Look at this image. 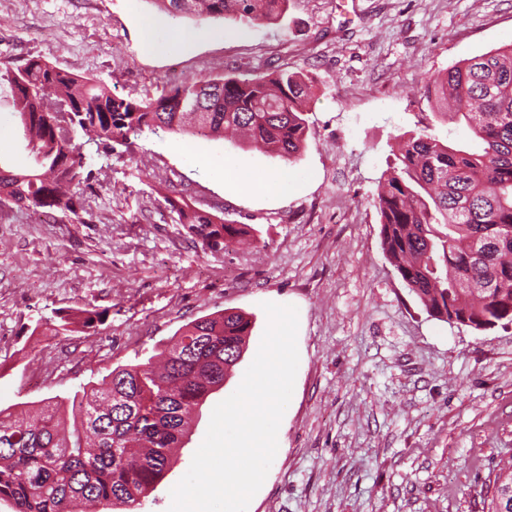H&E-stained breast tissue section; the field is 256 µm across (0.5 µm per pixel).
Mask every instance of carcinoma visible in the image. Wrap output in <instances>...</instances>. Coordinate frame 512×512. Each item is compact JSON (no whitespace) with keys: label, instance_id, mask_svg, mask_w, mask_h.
Listing matches in <instances>:
<instances>
[{"label":"carcinoma","instance_id":"1","mask_svg":"<svg viewBox=\"0 0 512 512\" xmlns=\"http://www.w3.org/2000/svg\"><path fill=\"white\" fill-rule=\"evenodd\" d=\"M177 19L234 16L272 23L288 0H151ZM26 133L34 165L0 166V206L49 209L82 219L97 177L84 143L112 155L143 133L221 137L242 132L257 149L288 160L306 140L311 85L272 70L251 79H189L156 98L121 97L97 80L40 59L0 74ZM423 95L440 122L465 121L480 147L423 132L401 136L374 205L381 245L430 315L482 330L512 325V44L430 76ZM203 245L227 249L250 236L244 224L171 203ZM100 317L77 309L39 325L40 336L79 331ZM252 322L220 311L173 336L158 369L118 367L66 402L0 410V501L15 512H135L163 480L189 415L223 386L243 354ZM488 512H512V457L498 464Z\"/></svg>","mask_w":512,"mask_h":512}]
</instances>
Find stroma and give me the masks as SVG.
Segmentation results:
<instances>
[{
	"mask_svg": "<svg viewBox=\"0 0 512 512\" xmlns=\"http://www.w3.org/2000/svg\"><path fill=\"white\" fill-rule=\"evenodd\" d=\"M154 20L205 36L156 52ZM510 43L512 0H288L268 25L174 21L151 0H0V74L37 58L139 99L272 68L314 81L296 161L231 137L147 132L108 158L85 146L100 184L83 220L0 207V409L71 398L116 367L147 363L197 318L245 313L241 360L193 413L140 508L168 512L213 408L257 354L263 303L292 305L294 392L248 512H487L488 481L512 456V326L432 317L382 251L373 197L399 136L474 139L466 124L433 117L425 79ZM0 162L30 163L6 86ZM228 162L261 188L224 184ZM173 199L250 226V242L204 248ZM84 307L102 322L35 338L38 322Z\"/></svg>",
	"mask_w": 512,
	"mask_h": 512,
	"instance_id": "1",
	"label": "stroma"
}]
</instances>
